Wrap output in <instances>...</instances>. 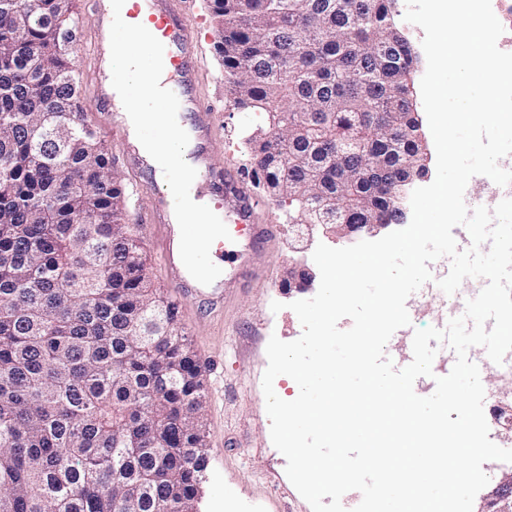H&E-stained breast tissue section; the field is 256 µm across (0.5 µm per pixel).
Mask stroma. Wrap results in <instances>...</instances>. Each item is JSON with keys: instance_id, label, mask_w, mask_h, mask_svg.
I'll list each match as a JSON object with an SVG mask.
<instances>
[{"instance_id": "obj_1", "label": "stroma", "mask_w": 512, "mask_h": 512, "mask_svg": "<svg viewBox=\"0 0 512 512\" xmlns=\"http://www.w3.org/2000/svg\"><path fill=\"white\" fill-rule=\"evenodd\" d=\"M75 5L72 51L81 79L79 107L92 115V125L100 132L127 187L133 174L122 159L123 146L108 128L107 108L97 95L98 63L92 51L97 14L93 0H75ZM190 8L196 20L199 91L206 98L217 95L224 99L208 145L210 168L217 174L230 169L250 171L243 140L264 126V115L234 108L227 99L206 0H190ZM148 209V201H128L126 221L143 241L153 287L168 296L172 290L156 250L157 230L148 218ZM260 218L262 223L278 225L279 233L269 246L251 254L255 277L228 294L223 312L209 315L192 303L177 305L184 334L204 365L207 389L204 429L208 462L197 512H312L289 481L286 459L272 443L262 389L270 337L289 342L302 333V325L289 307L300 295L282 290V276L292 262L312 264V253L300 250L297 229L276 201L264 199ZM275 301L283 305L276 313L271 310Z\"/></svg>"}]
</instances>
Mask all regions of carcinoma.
I'll list each match as a JSON object with an SVG mask.
<instances>
[{"label": "carcinoma", "mask_w": 512, "mask_h": 512, "mask_svg": "<svg viewBox=\"0 0 512 512\" xmlns=\"http://www.w3.org/2000/svg\"><path fill=\"white\" fill-rule=\"evenodd\" d=\"M395 0H209L234 105L264 112L255 188L288 223L390 224L422 168L418 55ZM74 0H0V512H196L206 388L75 114ZM73 128L64 151L42 138Z\"/></svg>", "instance_id": "carcinoma-1"}]
</instances>
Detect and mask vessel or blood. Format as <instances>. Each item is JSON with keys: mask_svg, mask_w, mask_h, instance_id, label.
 <instances>
[{"mask_svg": "<svg viewBox=\"0 0 512 512\" xmlns=\"http://www.w3.org/2000/svg\"><path fill=\"white\" fill-rule=\"evenodd\" d=\"M107 0H97L98 37L93 50L100 61L110 57V26L112 17L107 9ZM125 16L130 23L145 26L164 47V70L173 75V90L186 112L190 135L195 143L190 153L192 166L197 176L192 184L194 191H207L213 209L225 223L229 236L216 240L211 253L221 275L210 285L198 283L184 267L179 253L180 230L170 209L167 192L153 175L147 174L148 163L132 139L130 130L122 117H114L111 129L127 148L132 168L144 170V182L135 183L136 191L148 192L152 204L149 210L151 222L159 231V249L165 277L177 299L198 300L215 307L223 306L224 293L243 276L244 270L237 265L240 242L260 245L270 233L269 227L258 221L259 203L248 188V178L243 173L229 172L223 188H209L208 133L221 106L220 99L202 101L193 91L192 72L193 45L196 40L194 19L185 0H129Z\"/></svg>", "mask_w": 512, "mask_h": 512, "instance_id": "obj_1", "label": "vessel or blood"}]
</instances>
